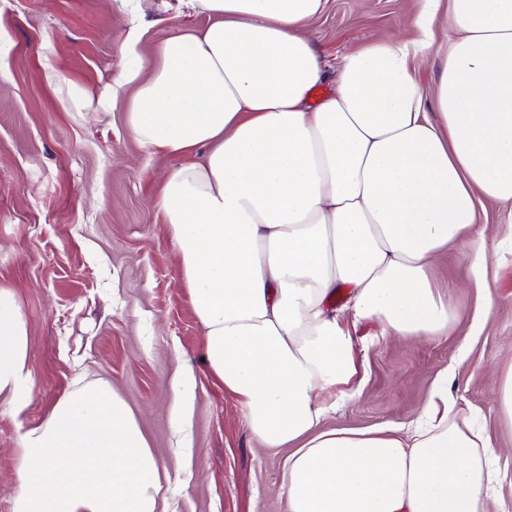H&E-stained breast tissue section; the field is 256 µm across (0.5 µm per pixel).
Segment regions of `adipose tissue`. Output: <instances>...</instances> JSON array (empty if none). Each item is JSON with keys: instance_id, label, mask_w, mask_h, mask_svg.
<instances>
[{"instance_id": "ef3b65f1", "label": "adipose tissue", "mask_w": 512, "mask_h": 512, "mask_svg": "<svg viewBox=\"0 0 512 512\" xmlns=\"http://www.w3.org/2000/svg\"><path fill=\"white\" fill-rule=\"evenodd\" d=\"M201 30L169 37L113 86L144 146L186 156L158 205L204 328L203 362L252 436L285 448L287 512H505L496 448L440 374L409 437L320 429L322 392L352 372L335 311L395 338L440 336L454 310L430 280L448 246L477 284L512 256L478 202H512V0H422L419 37L351 52L335 94L307 28L327 0H191ZM445 38L432 97L414 59ZM437 118H430L427 102ZM202 161H192L198 149ZM27 323L0 287V397L32 400ZM14 512H167L160 468L128 403L88 383L21 438Z\"/></svg>"}]
</instances>
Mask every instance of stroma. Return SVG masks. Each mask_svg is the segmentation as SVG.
<instances>
[{"instance_id": "obj_1", "label": "stroma", "mask_w": 512, "mask_h": 512, "mask_svg": "<svg viewBox=\"0 0 512 512\" xmlns=\"http://www.w3.org/2000/svg\"><path fill=\"white\" fill-rule=\"evenodd\" d=\"M130 34L127 0H0V286L13 291L29 330L34 391L24 414L0 398V512L19 489L20 436L46 418L77 378L107 381L126 399L161 469L180 493L172 512H286L281 480L287 449L260 447L237 398L201 363L204 329L157 204L179 155L145 147L123 108L108 115L68 103L70 88L96 100L131 62L208 23L185 0H141ZM420 0H327L311 28L328 78L310 105L335 92L345 56L397 36L415 39ZM434 285L456 308L442 336L393 338L374 320L341 322L354 372L330 397L321 429L409 428L433 379L479 410L500 450L498 494L512 510V420L493 399L512 362V264L475 287L456 248L437 259ZM491 310L482 314L481 295ZM194 369L192 452L176 459L171 383Z\"/></svg>"}]
</instances>
